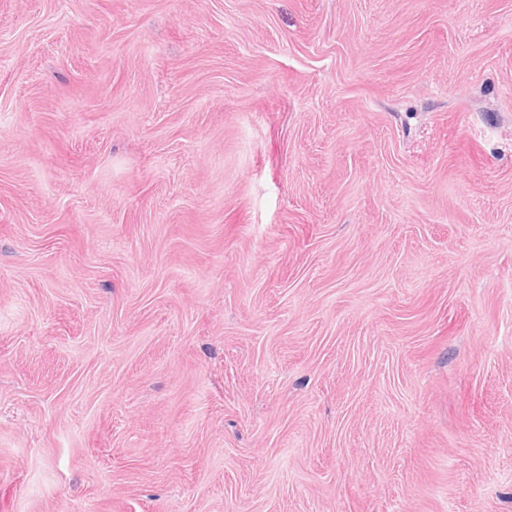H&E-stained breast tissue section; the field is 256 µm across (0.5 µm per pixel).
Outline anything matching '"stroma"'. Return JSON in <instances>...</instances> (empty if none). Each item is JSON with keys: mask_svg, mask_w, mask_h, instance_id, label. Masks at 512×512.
Returning a JSON list of instances; mask_svg holds the SVG:
<instances>
[{"mask_svg": "<svg viewBox=\"0 0 512 512\" xmlns=\"http://www.w3.org/2000/svg\"><path fill=\"white\" fill-rule=\"evenodd\" d=\"M0 512H512V0H0Z\"/></svg>", "mask_w": 512, "mask_h": 512, "instance_id": "obj_1", "label": "stroma"}]
</instances>
